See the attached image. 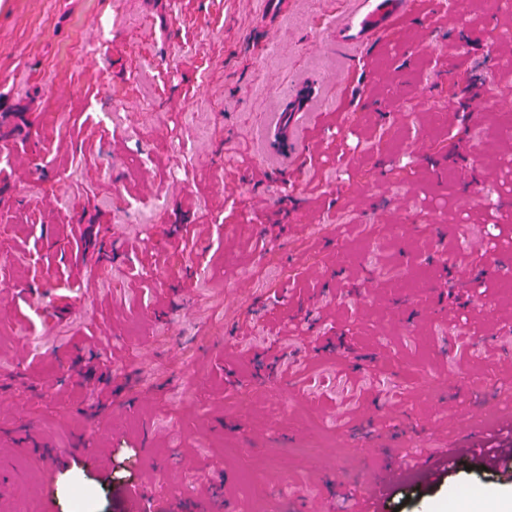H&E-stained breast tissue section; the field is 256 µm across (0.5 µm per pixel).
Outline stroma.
Masks as SVG:
<instances>
[{
	"instance_id": "stroma-1",
	"label": "stroma",
	"mask_w": 512,
	"mask_h": 512,
	"mask_svg": "<svg viewBox=\"0 0 512 512\" xmlns=\"http://www.w3.org/2000/svg\"><path fill=\"white\" fill-rule=\"evenodd\" d=\"M353 7L0 0V512H360L387 453L512 448V13L415 0L357 61Z\"/></svg>"
}]
</instances>
